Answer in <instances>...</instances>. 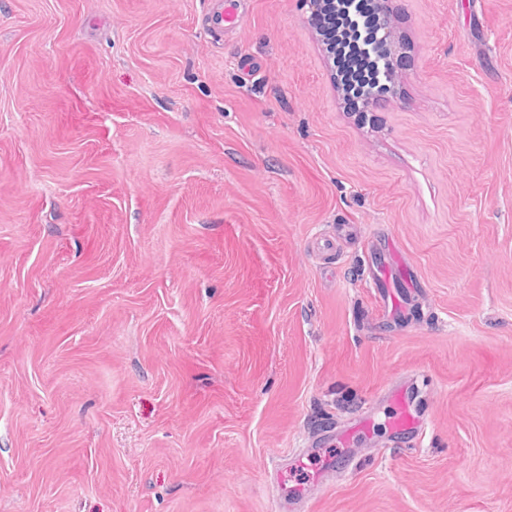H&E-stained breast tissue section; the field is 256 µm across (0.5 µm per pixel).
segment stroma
<instances>
[{
  "instance_id": "1",
  "label": "stroma",
  "mask_w": 512,
  "mask_h": 512,
  "mask_svg": "<svg viewBox=\"0 0 512 512\" xmlns=\"http://www.w3.org/2000/svg\"><path fill=\"white\" fill-rule=\"evenodd\" d=\"M213 7L0 0V512H280L325 456L305 512H512V0H390L355 114L302 0ZM373 247L374 251L379 254L380 257H382L376 268L373 270V280L388 284L390 280H393L394 276H396L403 281L406 288L414 291V282L411 281L410 277H407L400 271V265L398 263L397 254L393 243L389 239L380 238L373 241ZM412 380H402L389 387L385 398L393 406L395 414L390 417L391 429L409 439L418 442L428 427V423L417 408V391ZM334 440L342 448H363L371 445L373 440L371 432V416L364 415L353 419L338 429ZM330 467L319 471L313 478L311 484H300L298 486H285L283 488L285 500L288 499V508H296L297 505L307 503L315 492L324 484L331 474ZM289 509V510H292Z\"/></svg>"
}]
</instances>
